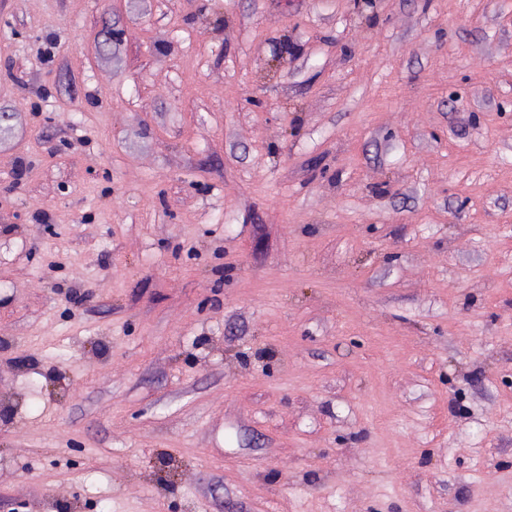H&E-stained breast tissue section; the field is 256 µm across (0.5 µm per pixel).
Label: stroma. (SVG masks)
<instances>
[{
  "label": "stroma",
  "instance_id": "stroma-1",
  "mask_svg": "<svg viewBox=\"0 0 512 512\" xmlns=\"http://www.w3.org/2000/svg\"><path fill=\"white\" fill-rule=\"evenodd\" d=\"M0 512H512V0H0Z\"/></svg>",
  "mask_w": 512,
  "mask_h": 512
}]
</instances>
